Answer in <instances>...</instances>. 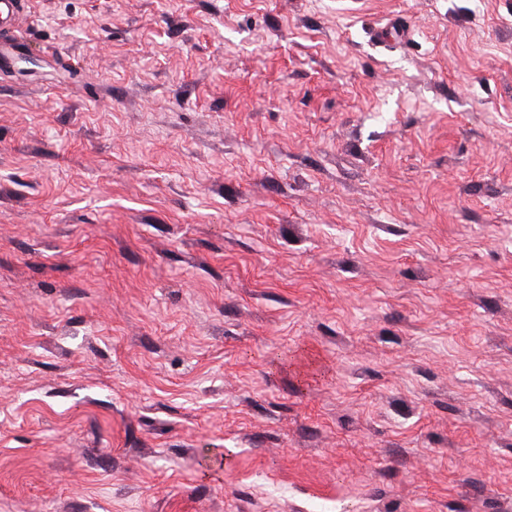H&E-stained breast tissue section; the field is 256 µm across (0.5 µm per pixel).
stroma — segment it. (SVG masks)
<instances>
[{
  "label": "stroma",
  "mask_w": 512,
  "mask_h": 512,
  "mask_svg": "<svg viewBox=\"0 0 512 512\" xmlns=\"http://www.w3.org/2000/svg\"><path fill=\"white\" fill-rule=\"evenodd\" d=\"M24 3L0 512H512V0Z\"/></svg>",
  "instance_id": "stroma-1"
}]
</instances>
